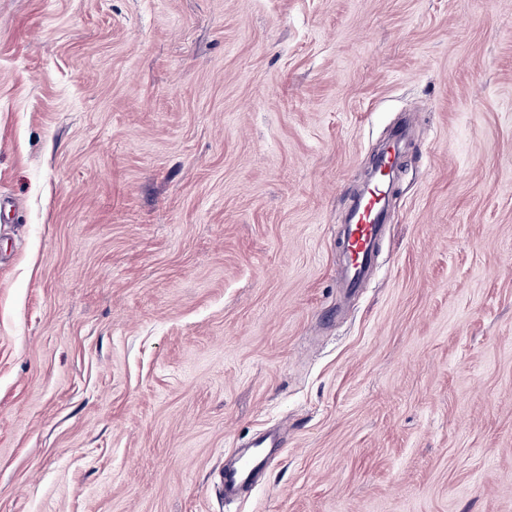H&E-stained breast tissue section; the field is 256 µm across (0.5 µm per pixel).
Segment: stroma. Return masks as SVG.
Listing matches in <instances>:
<instances>
[{
  "label": "stroma",
  "mask_w": 512,
  "mask_h": 512,
  "mask_svg": "<svg viewBox=\"0 0 512 512\" xmlns=\"http://www.w3.org/2000/svg\"><path fill=\"white\" fill-rule=\"evenodd\" d=\"M0 512H512V0H0ZM387 190L385 181L375 182L357 204L348 224L344 241L347 259V284L351 289L362 288L372 264L374 245L388 213L384 208ZM283 447L282 435L273 430L257 438L232 464H224L220 475L221 493L226 501H234L246 489L256 486L265 476L278 448Z\"/></svg>",
  "instance_id": "1"
}]
</instances>
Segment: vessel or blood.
Segmentation results:
<instances>
[{"label": "vessel or blood", "mask_w": 512, "mask_h": 512, "mask_svg": "<svg viewBox=\"0 0 512 512\" xmlns=\"http://www.w3.org/2000/svg\"><path fill=\"white\" fill-rule=\"evenodd\" d=\"M387 190L384 182L371 185L357 204L344 241L349 288L363 287L372 264L374 245L388 219L384 208ZM283 445L282 435L273 430L257 438L235 462L225 465L220 475L225 500H236L246 489L256 486L265 476L271 460Z\"/></svg>", "instance_id": "b4317fda"}]
</instances>
